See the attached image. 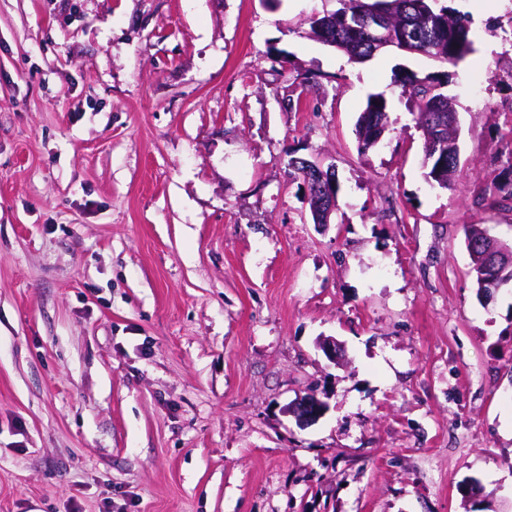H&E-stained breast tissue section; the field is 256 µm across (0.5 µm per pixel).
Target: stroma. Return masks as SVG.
<instances>
[{
  "mask_svg": "<svg viewBox=\"0 0 512 512\" xmlns=\"http://www.w3.org/2000/svg\"><path fill=\"white\" fill-rule=\"evenodd\" d=\"M440 3L455 66L350 61L338 0H0V512H512V286L465 246L512 244V0ZM408 73L455 99L452 187ZM387 118L386 101L380 95L371 96L357 123L361 150L366 151L377 143L376 136H379L383 131L385 132ZM379 125L381 129L379 131L375 130ZM424 150V167L428 170L426 172V178L427 180H430L431 182L435 183L437 186L441 187L439 185L440 182L446 183L447 187L452 183V181L455 180L457 173L459 171V163L456 161V158L452 155L448 154V166L444 168L442 173L438 176L434 175L433 166H431V161L429 159V153L427 146L425 145ZM443 188V187H441ZM307 175V180L313 176L321 181V193H314V201L311 207V214L314 223L328 224V217L336 206V179L331 167L324 169L321 163L305 159H298ZM477 226H468L466 241L479 293L485 301H489L503 284L512 280V248Z\"/></svg>",
  "mask_w": 512,
  "mask_h": 512,
  "instance_id": "obj_1",
  "label": "stroma"
}]
</instances>
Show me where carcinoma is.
<instances>
[{
    "mask_svg": "<svg viewBox=\"0 0 512 512\" xmlns=\"http://www.w3.org/2000/svg\"><path fill=\"white\" fill-rule=\"evenodd\" d=\"M336 13L348 16L350 24L333 20L334 14L311 20V32L320 38H330L336 49L354 62H364L376 54L364 30L353 17L366 5L378 7L389 15L391 30L403 34L414 52L431 57L440 63L457 65L470 51L469 17L446 6L435 8L436 0H340ZM401 94L410 102L411 114L416 124L427 122L431 114L439 111V103L446 102L454 108L453 98L442 92V83L433 75L412 76L401 85ZM387 127V104L379 95L370 97L357 123L361 150L366 151L376 143V127ZM426 178L438 184H451L459 171V163L448 156V166L438 176L434 175L429 153H424ZM508 177L494 182L493 189L501 202L512 201V162L507 166Z\"/></svg>",
    "mask_w": 512,
    "mask_h": 512,
    "instance_id": "obj_1",
    "label": "carcinoma"
}]
</instances>
